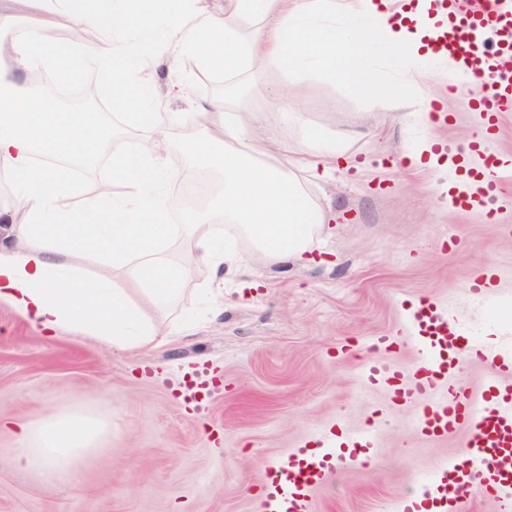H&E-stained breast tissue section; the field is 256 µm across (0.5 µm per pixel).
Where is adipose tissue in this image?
<instances>
[{
	"label": "adipose tissue",
	"instance_id": "adipose-tissue-1",
	"mask_svg": "<svg viewBox=\"0 0 512 512\" xmlns=\"http://www.w3.org/2000/svg\"><path fill=\"white\" fill-rule=\"evenodd\" d=\"M70 23L97 29L95 44L63 51L60 46L22 40L14 52L27 67L52 66L60 77L72 69H94L112 83V108L128 112L146 150L112 157V173L128 192L101 193L82 210L67 201L72 182L67 168L40 165L35 155L91 158L107 128L88 112H63L49 98L19 104L9 89L14 73L0 69V182L16 202L0 226V306L19 314L46 337L87 334L125 353L155 342L161 334L150 310H165L181 292L183 269L163 251L171 240L187 246L189 259L213 273L235 269L242 258L236 236L248 238L266 265L302 260L312 234L323 228V213L304 193L300 172L332 176L336 141L312 133L316 152L285 169L260 164L259 138L287 123H299L288 95L278 92V108L236 117L224 125L233 153H224L210 131L212 114L223 103L194 116L165 112L146 74L161 48L193 67L223 63L232 71L261 59L283 72L311 69L348 83L369 105L379 106L396 86L373 75L367 57L379 44L403 65L402 85L424 77L420 63L441 64L440 88L477 86L478 81L448 57L423 10L394 20L395 0H229L223 16L188 9L184 0H134L114 8L112 0H63ZM260 19L261 35L242 39L239 22ZM139 33L135 48L122 39ZM195 129L194 160L204 169L221 166L224 191L205 210L182 224L166 218V151L173 135ZM24 221H16V214ZM93 255L107 269L90 277L70 263L71 255ZM16 439L17 466L40 471L47 485L72 477L78 460L112 431L111 421L77 412L52 413L35 421L6 425Z\"/></svg>",
	"mask_w": 512,
	"mask_h": 512
}]
</instances>
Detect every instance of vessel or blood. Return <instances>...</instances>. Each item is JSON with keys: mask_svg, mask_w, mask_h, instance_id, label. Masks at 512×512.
I'll return each mask as SVG.
<instances>
[{"mask_svg": "<svg viewBox=\"0 0 512 512\" xmlns=\"http://www.w3.org/2000/svg\"><path fill=\"white\" fill-rule=\"evenodd\" d=\"M459 2L430 0L432 13L441 18L438 39L449 57L481 78L475 100L492 127L501 113L512 111V69L501 63L502 57L512 58V0H480L466 10ZM489 32L495 35V44L486 43L484 36ZM488 141L484 134L461 148V156L481 157L477 175L483 189L476 197L458 193L454 202L490 214L498 206L503 173L496 155L488 150ZM410 325L422 352L412 386H402L400 373L380 362L368 367V381L386 383L398 399L425 400L416 422L425 435L442 438L464 425L469 426L470 435L464 451L442 460L421 481L416 494L399 501L397 512H462L465 490L471 483L493 493L512 487V469L502 465L512 458V387L492 384L477 397L461 388L438 391V384L464 361L483 356L482 343L461 335L431 303L413 313ZM375 448L376 436L368 430L329 437L319 448L290 454L286 462L267 471L262 497L265 512H309L312 486L332 471L367 461Z\"/></svg>", "mask_w": 512, "mask_h": 512, "instance_id": "b4317fda", "label": "vessel or blood"}]
</instances>
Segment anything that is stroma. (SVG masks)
Wrapping results in <instances>:
<instances>
[{"label":"stroma","instance_id":"35a3bbf8","mask_svg":"<svg viewBox=\"0 0 512 512\" xmlns=\"http://www.w3.org/2000/svg\"><path fill=\"white\" fill-rule=\"evenodd\" d=\"M0 14L9 19L0 38L21 27L68 29L58 0H0ZM233 78L247 94L230 110H269L276 88L304 115V125L281 126L267 140L265 164L285 167L313 150L312 130L335 135L355 160L326 180L301 176L333 235L315 236L305 263L250 264L259 286L245 295L236 275L188 268L184 291L159 318L173 326L189 320L193 329L128 353L91 336L46 339L1 307L0 418L32 420L64 406L100 415L107 393L112 435L77 476L51 487L14 465L15 439L1 430L0 512H255L268 466L313 447L332 427L368 425L376 455L314 487L312 512H395L401 495L466 443L465 429L441 439L420 434V405L367 385L363 368L386 361L412 373L419 353L408 315L418 302L450 308L463 332L496 353L512 351V173L488 216L452 200L460 159L416 173L401 158L430 135L458 143L478 136L473 99H446L447 120L432 127L418 106L435 96L432 80L373 108L323 75H288L255 61ZM149 80L161 94L187 81L185 97L167 100L171 113L190 115L221 97L209 67L187 76L166 54ZM129 127L113 114L112 139L90 170L117 195L126 187L113 179L109 158L126 148ZM483 268L499 277L488 301L470 293ZM206 288L223 289L221 312L206 303ZM379 335L397 342L374 348Z\"/></svg>","mask_w":512,"mask_h":512}]
</instances>
